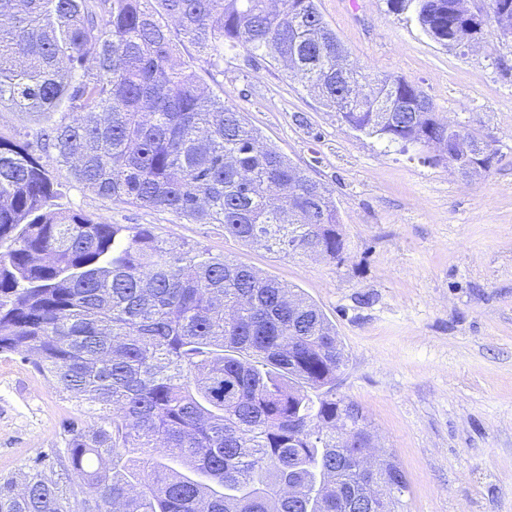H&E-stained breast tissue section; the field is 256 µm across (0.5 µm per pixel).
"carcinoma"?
Here are the masks:
<instances>
[{"mask_svg": "<svg viewBox=\"0 0 512 512\" xmlns=\"http://www.w3.org/2000/svg\"><path fill=\"white\" fill-rule=\"evenodd\" d=\"M446 45L464 0H388ZM489 0L512 34V8ZM196 54L184 60L179 46ZM260 51L349 128L390 143L446 141L421 90L369 74L317 0H0V109L34 123L0 137V355L36 356L89 406L66 447L24 482L0 475V512H396L394 461L365 474L336 428L371 436L336 398V327L300 291L251 267L60 208L42 156L102 196L222 224L245 244L336 259L331 191L205 94L224 48ZM306 492L288 497V481ZM372 482L393 487L385 502Z\"/></svg>", "mask_w": 512, "mask_h": 512, "instance_id": "carcinoma-1", "label": "carcinoma"}]
</instances>
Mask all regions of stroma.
I'll return each instance as SVG.
<instances>
[{
	"instance_id": "1",
	"label": "stroma",
	"mask_w": 512,
	"mask_h": 512,
	"mask_svg": "<svg viewBox=\"0 0 512 512\" xmlns=\"http://www.w3.org/2000/svg\"><path fill=\"white\" fill-rule=\"evenodd\" d=\"M358 3L318 0L351 61L404 77L441 119L490 141L488 171L465 175L436 147L342 126L282 63L238 47L203 86L331 190L341 258L247 245L219 224L98 196L50 157L58 204L151 226L301 289L343 346L337 397L361 406L377 451L406 476L400 512H512V37L491 23L478 47L445 46L388 0ZM86 409L32 361L0 355V475L64 447V421Z\"/></svg>"
}]
</instances>
